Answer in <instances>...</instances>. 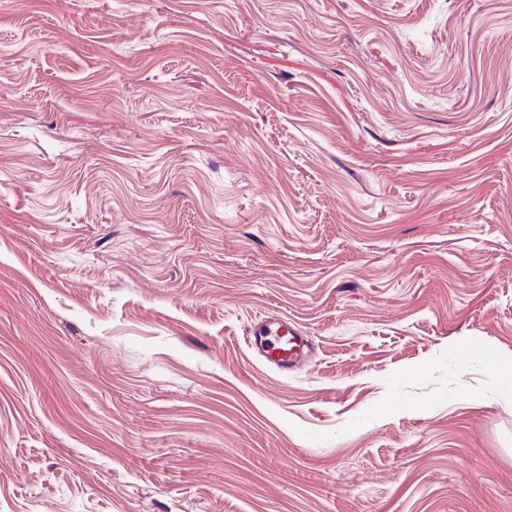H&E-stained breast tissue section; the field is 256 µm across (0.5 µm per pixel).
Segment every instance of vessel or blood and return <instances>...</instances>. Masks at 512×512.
<instances>
[{
  "label": "vessel or blood",
  "instance_id": "vessel-or-blood-1",
  "mask_svg": "<svg viewBox=\"0 0 512 512\" xmlns=\"http://www.w3.org/2000/svg\"><path fill=\"white\" fill-rule=\"evenodd\" d=\"M248 346L255 349L267 365L285 372L305 357L309 342L288 320L266 316L251 326Z\"/></svg>",
  "mask_w": 512,
  "mask_h": 512
}]
</instances>
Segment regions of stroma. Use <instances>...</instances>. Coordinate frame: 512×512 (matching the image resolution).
Here are the masks:
<instances>
[{
	"mask_svg": "<svg viewBox=\"0 0 512 512\" xmlns=\"http://www.w3.org/2000/svg\"><path fill=\"white\" fill-rule=\"evenodd\" d=\"M490 354L512 0H0V512H512ZM248 346L255 349L264 362L281 372H288L309 348L308 339L301 336L288 319L270 316L256 321L248 331Z\"/></svg>",
	"mask_w": 512,
	"mask_h": 512,
	"instance_id": "stroma-1",
	"label": "stroma"
}]
</instances>
